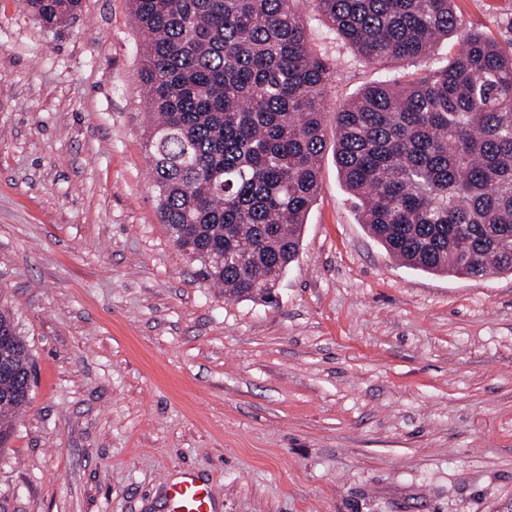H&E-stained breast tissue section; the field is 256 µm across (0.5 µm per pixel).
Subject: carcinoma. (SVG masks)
<instances>
[{"label": "carcinoma", "instance_id": "cac0c4a2", "mask_svg": "<svg viewBox=\"0 0 512 512\" xmlns=\"http://www.w3.org/2000/svg\"><path fill=\"white\" fill-rule=\"evenodd\" d=\"M82 0H29L50 29ZM313 6L367 66L425 61L462 27L454 0H132L160 219L199 277L270 297L298 257L320 188L335 68L311 48ZM335 158L358 223L403 266L512 272V43L469 31L446 64L362 88L336 112ZM25 384L24 337L13 349ZM30 397L0 401V447Z\"/></svg>", "mask_w": 512, "mask_h": 512}]
</instances>
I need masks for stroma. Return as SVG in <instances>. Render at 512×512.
<instances>
[{"instance_id":"obj_1","label":"stroma","mask_w":512,"mask_h":512,"mask_svg":"<svg viewBox=\"0 0 512 512\" xmlns=\"http://www.w3.org/2000/svg\"><path fill=\"white\" fill-rule=\"evenodd\" d=\"M512 41V0H457ZM335 64L326 118L373 68ZM130 0L59 32L0 0V310L33 356L0 447V512H167L195 473L216 512H512V273L399 265L326 148L297 260L271 304L200 280L160 222Z\"/></svg>"}]
</instances>
